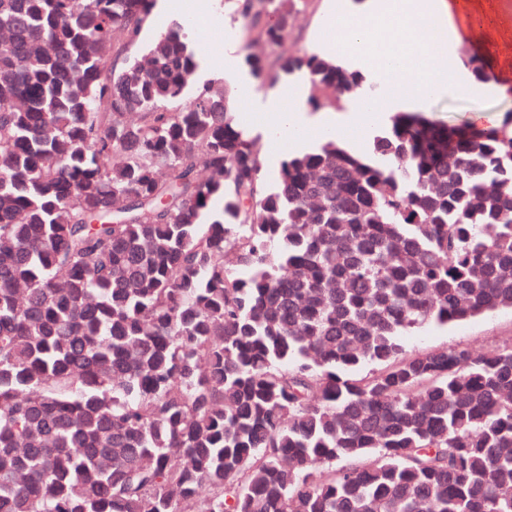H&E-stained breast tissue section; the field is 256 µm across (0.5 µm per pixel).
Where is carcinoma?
<instances>
[{
    "label": "carcinoma",
    "instance_id": "carcinoma-1",
    "mask_svg": "<svg viewBox=\"0 0 512 512\" xmlns=\"http://www.w3.org/2000/svg\"><path fill=\"white\" fill-rule=\"evenodd\" d=\"M225 2L255 77L368 98L278 53L294 0ZM154 3L0 0V512H512V344L402 343L512 312V113L270 187L191 23L138 59Z\"/></svg>",
    "mask_w": 512,
    "mask_h": 512
}]
</instances>
